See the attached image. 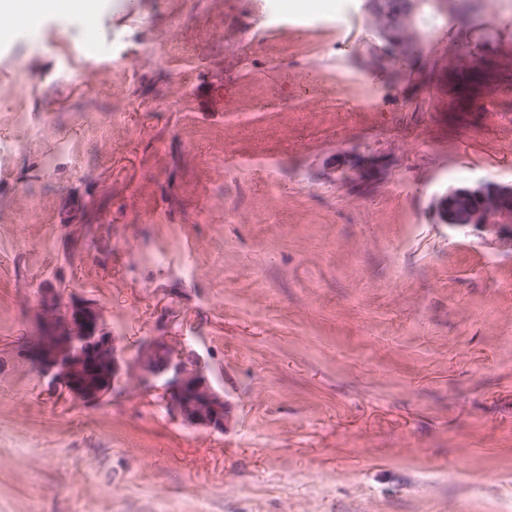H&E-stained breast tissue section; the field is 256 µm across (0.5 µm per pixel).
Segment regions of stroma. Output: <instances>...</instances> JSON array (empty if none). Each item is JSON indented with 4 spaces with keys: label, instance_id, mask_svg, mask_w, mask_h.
I'll list each match as a JSON object with an SVG mask.
<instances>
[{
    "label": "stroma",
    "instance_id": "35a3bbf8",
    "mask_svg": "<svg viewBox=\"0 0 512 512\" xmlns=\"http://www.w3.org/2000/svg\"><path fill=\"white\" fill-rule=\"evenodd\" d=\"M288 2L326 26L267 29L233 0H143L132 20L98 0L0 56V86L55 127L0 169V512H512V248L448 225L449 189L512 186V7L433 0L410 20L420 58L381 71L361 7L335 29L338 0ZM157 35L187 54L129 73ZM81 108L124 113L112 147L40 175ZM240 152L275 167L225 185ZM19 189L39 223H14ZM123 243L169 268L130 269ZM47 284L92 298L127 358L168 317L224 396L223 432L151 396L49 395L16 355Z\"/></svg>",
    "mask_w": 512,
    "mask_h": 512
}]
</instances>
